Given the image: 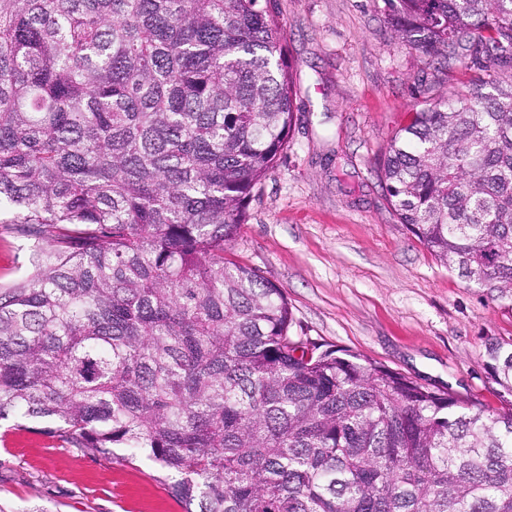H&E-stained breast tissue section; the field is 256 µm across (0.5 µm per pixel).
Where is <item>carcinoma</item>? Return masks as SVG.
<instances>
[{"label":"carcinoma","mask_w":512,"mask_h":512,"mask_svg":"<svg viewBox=\"0 0 512 512\" xmlns=\"http://www.w3.org/2000/svg\"><path fill=\"white\" fill-rule=\"evenodd\" d=\"M391 38L481 71L377 171L449 270L512 299V0H383ZM276 0H0V421L159 465L186 512H512L503 406L290 335L280 288L224 262L295 124ZM488 75H482V72ZM7 224H0V287L10 285L27 265V254Z\"/></svg>","instance_id":"obj_1"}]
</instances>
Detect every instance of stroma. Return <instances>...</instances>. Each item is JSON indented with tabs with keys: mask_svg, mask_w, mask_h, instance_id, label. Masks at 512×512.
<instances>
[{
	"mask_svg": "<svg viewBox=\"0 0 512 512\" xmlns=\"http://www.w3.org/2000/svg\"><path fill=\"white\" fill-rule=\"evenodd\" d=\"M296 123L226 259L282 289L291 332L360 354L490 409L486 338L512 339V306L435 259L398 222L375 171L416 104L464 88L394 43L382 0H277ZM0 501L51 512H184L146 461L77 454L40 431L0 440Z\"/></svg>",
	"mask_w": 512,
	"mask_h": 512,
	"instance_id": "stroma-1",
	"label": "stroma"
}]
</instances>
